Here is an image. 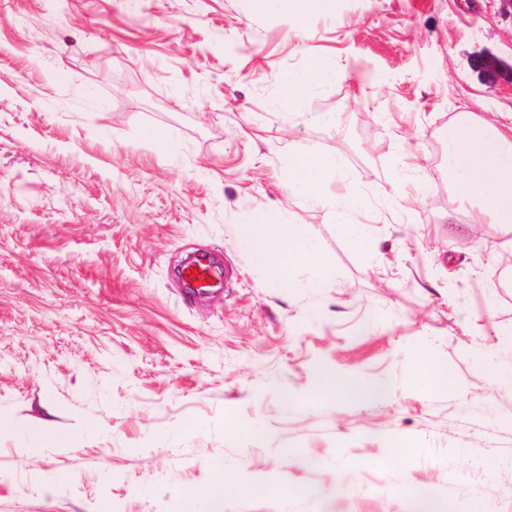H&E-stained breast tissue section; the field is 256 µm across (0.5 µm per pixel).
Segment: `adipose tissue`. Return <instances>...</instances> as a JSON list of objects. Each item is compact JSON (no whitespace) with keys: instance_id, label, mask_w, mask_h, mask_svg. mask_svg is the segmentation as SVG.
<instances>
[{"instance_id":"ef3b65f1","label":"adipose tissue","mask_w":512,"mask_h":512,"mask_svg":"<svg viewBox=\"0 0 512 512\" xmlns=\"http://www.w3.org/2000/svg\"><path fill=\"white\" fill-rule=\"evenodd\" d=\"M336 158L305 151L292 157L288 187L313 208L331 212L337 223L348 224L350 234L362 238L364 229L349 224L351 211L364 207V198L351 189L332 194L327 182L340 178ZM448 182L456 199L493 224L512 226V123L495 124L468 116L448 132ZM242 245L254 251L277 275L295 266H312L310 284L328 287L318 271L316 243L295 220L282 224H250L240 233Z\"/></svg>"}]
</instances>
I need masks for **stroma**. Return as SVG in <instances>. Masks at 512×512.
<instances>
[{
    "instance_id": "35a3bbf8",
    "label": "stroma",
    "mask_w": 512,
    "mask_h": 512,
    "mask_svg": "<svg viewBox=\"0 0 512 512\" xmlns=\"http://www.w3.org/2000/svg\"><path fill=\"white\" fill-rule=\"evenodd\" d=\"M484 52L512 65L501 0H0V512H181L220 475L223 512H512V229L448 188L458 115L512 116ZM316 60L352 72L282 110ZM301 150L365 197L366 245L289 192ZM287 217L326 292L241 247ZM193 253L224 271L203 298ZM320 366L387 391L319 398ZM31 424L80 437L26 454ZM332 0H250L252 11L256 14H265L277 11L294 18L298 23L314 11L325 10Z\"/></svg>"
}]
</instances>
